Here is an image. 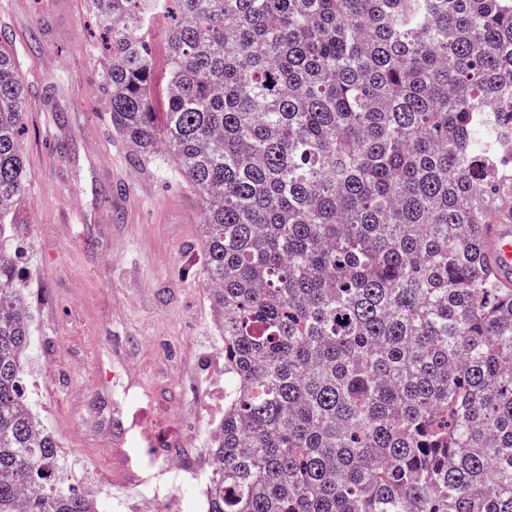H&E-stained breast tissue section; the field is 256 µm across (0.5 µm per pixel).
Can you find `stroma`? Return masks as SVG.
Returning a JSON list of instances; mask_svg holds the SVG:
<instances>
[{
  "label": "stroma",
  "mask_w": 512,
  "mask_h": 512,
  "mask_svg": "<svg viewBox=\"0 0 512 512\" xmlns=\"http://www.w3.org/2000/svg\"><path fill=\"white\" fill-rule=\"evenodd\" d=\"M0 28L28 87L23 230L0 244L27 277V402L71 485L98 484L105 512H207L224 344L201 271L200 197L167 156L137 160L113 132L86 0H0ZM166 448L193 449L199 479L162 507L140 491L162 480Z\"/></svg>",
  "instance_id": "stroma-1"
}]
</instances>
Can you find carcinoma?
<instances>
[{
    "label": "carcinoma",
    "mask_w": 512,
    "mask_h": 512,
    "mask_svg": "<svg viewBox=\"0 0 512 512\" xmlns=\"http://www.w3.org/2000/svg\"><path fill=\"white\" fill-rule=\"evenodd\" d=\"M91 4L112 130L202 200L207 512H512V294L481 252L512 198V0ZM24 108L0 50V241ZM26 288L0 251V512H103L24 399ZM166 20L161 16L155 20L153 30V70L158 83H163L167 69L168 46Z\"/></svg>",
    "instance_id": "obj_1"
}]
</instances>
